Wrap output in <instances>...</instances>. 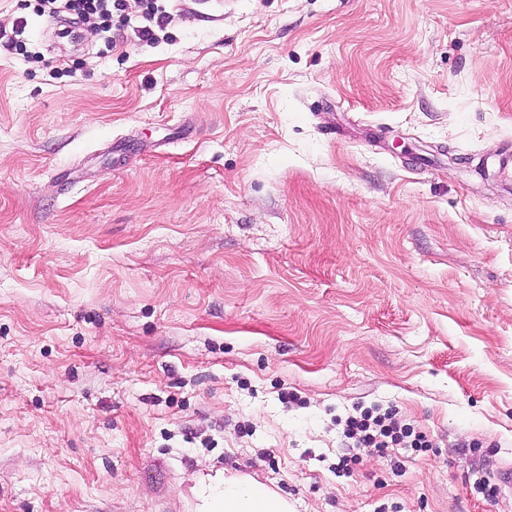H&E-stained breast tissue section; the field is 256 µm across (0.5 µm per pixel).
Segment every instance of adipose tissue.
<instances>
[{
  "mask_svg": "<svg viewBox=\"0 0 512 512\" xmlns=\"http://www.w3.org/2000/svg\"><path fill=\"white\" fill-rule=\"evenodd\" d=\"M201 501L203 512H288L287 499L241 476L204 486Z\"/></svg>",
  "mask_w": 512,
  "mask_h": 512,
  "instance_id": "ef3b65f1",
  "label": "adipose tissue"
}]
</instances>
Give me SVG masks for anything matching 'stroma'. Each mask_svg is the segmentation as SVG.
Listing matches in <instances>:
<instances>
[{"label":"stroma","instance_id":"1","mask_svg":"<svg viewBox=\"0 0 512 512\" xmlns=\"http://www.w3.org/2000/svg\"><path fill=\"white\" fill-rule=\"evenodd\" d=\"M160 3L0 0V512H512V0ZM64 6L78 17L96 15L101 28L109 29L112 24V9L119 10L122 0H66ZM345 437L352 440L353 448H375L384 453L389 448L402 447L412 452H425L432 443L422 433L414 435V430L393 421L389 412L380 409L363 410L346 419ZM203 512H288V500L246 477H224L203 487Z\"/></svg>","mask_w":512,"mask_h":512}]
</instances>
